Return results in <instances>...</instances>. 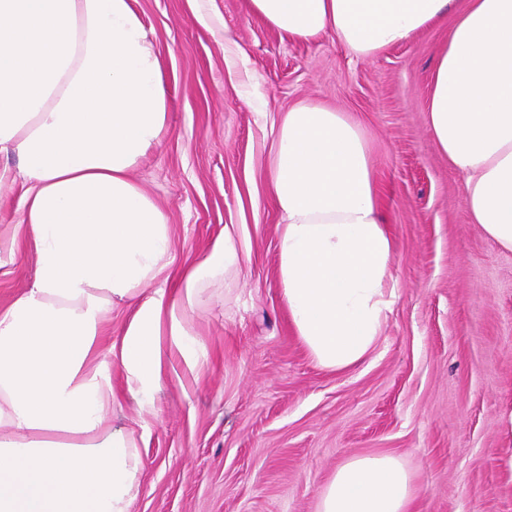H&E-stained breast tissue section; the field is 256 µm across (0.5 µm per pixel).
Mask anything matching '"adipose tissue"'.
<instances>
[{
  "mask_svg": "<svg viewBox=\"0 0 512 512\" xmlns=\"http://www.w3.org/2000/svg\"><path fill=\"white\" fill-rule=\"evenodd\" d=\"M135 0H0V155L26 189L21 226L36 271L0 311V512H130L143 461L112 423L110 363L138 407L163 388V339L188 367L189 318L243 261L225 229L176 266L165 210L130 176L167 127L159 53ZM289 40L331 35L363 60L445 15L428 131L462 177L471 221L512 252V0H249ZM271 196L282 218L279 279L314 362L341 372L373 352L392 310L395 240L379 214L360 123L299 104L275 137ZM175 281V292L165 285ZM132 311L102 346L115 308ZM416 488L390 453L357 454L318 512H412Z\"/></svg>",
  "mask_w": 512,
  "mask_h": 512,
  "instance_id": "1",
  "label": "adipose tissue"
}]
</instances>
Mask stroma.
I'll list each match as a JSON object with an SVG mask.
<instances>
[{"instance_id":"1","label":"stroma","mask_w":512,"mask_h":512,"mask_svg":"<svg viewBox=\"0 0 512 512\" xmlns=\"http://www.w3.org/2000/svg\"><path fill=\"white\" fill-rule=\"evenodd\" d=\"M165 72L169 125L131 172L168 214L178 264L232 226L249 261L205 294L187 367L168 348L153 409L115 426L143 460L131 512H317L348 457L388 452L412 472L415 512H512V252L472 224L462 178L430 138V78L450 19L371 60L335 39L295 43L248 0H136ZM361 124L396 241V299L379 344L344 372L318 366L282 297L273 131L300 104ZM21 182L0 184V310L32 278Z\"/></svg>"}]
</instances>
